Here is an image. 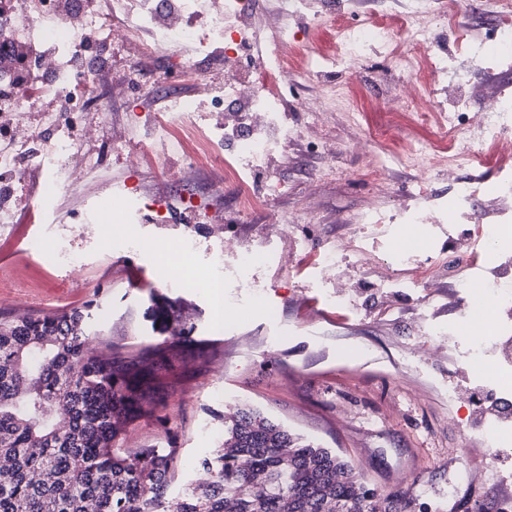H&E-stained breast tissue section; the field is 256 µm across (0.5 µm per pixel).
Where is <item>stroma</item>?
<instances>
[{
  "label": "stroma",
  "instance_id": "1",
  "mask_svg": "<svg viewBox=\"0 0 512 512\" xmlns=\"http://www.w3.org/2000/svg\"><path fill=\"white\" fill-rule=\"evenodd\" d=\"M337 10L343 21L355 16L354 6L336 0H307L303 8L323 21L309 44V57L320 69L301 76L299 93L322 98L328 107L316 126L307 125L301 113L288 115L300 137L287 159L274 162L290 186L274 206L295 217L294 235L280 243L281 258L257 269L253 287L227 286L234 332L217 328L208 293L171 287L155 255L192 239L191 267L201 276L215 265L234 267L237 252L256 246L267 229L257 218L249 224L225 222L235 189L221 184L223 165L198 169L187 182L161 176L162 166L178 168L181 157L170 143L152 138L148 120L166 110L170 95L191 91L189 84L167 78L162 62L147 65L145 95L112 99L99 114L97 131L83 138L82 149L98 155L100 166L77 187L52 197L51 223L31 222L29 215V197L44 173L30 171L26 182L0 192V205H8L15 218L0 225V314L50 313L93 302L96 333L88 337L89 347L127 356L160 341L154 313L168 308L191 339L206 341L205 352L186 357L172 378L159 419L136 421L123 442L127 448L179 449L169 495L202 478L198 460L223 441L225 416L246 403L349 458L357 478L379 493L407 492L421 512L493 507L500 495L512 494V456L483 446L470 424L476 406L467 367L455 359L447 337L424 324L428 318L452 321L457 336L466 338L457 321L455 283L462 273L441 281L426 309L417 293H383L380 267L364 273L341 267L344 306L336 304L333 288L308 285L309 265L353 233L361 211L409 200L418 174L398 166L404 148L448 153L465 143L461 134L441 136L433 119L390 108L406 76L381 50L367 51L354 70L328 69L336 48L331 16ZM116 126L126 130L117 146ZM356 135L369 144L370 154L352 147ZM326 152L335 156L327 168ZM376 162L385 165L388 186L373 181ZM318 168L324 177L313 195L308 176ZM127 184L164 197H200L213 221L197 223L190 208L183 209L180 224H156L141 212L136 230L143 247L127 252L122 225H112L105 236L81 217ZM61 248L78 255L80 265L59 264ZM224 391L230 399H221ZM470 463L480 467V482L455 491L458 472Z\"/></svg>",
  "mask_w": 512,
  "mask_h": 512
}]
</instances>
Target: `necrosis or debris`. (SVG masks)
Here are the masks:
<instances>
[{
    "label": "necrosis or debris",
    "instance_id": "1",
    "mask_svg": "<svg viewBox=\"0 0 512 512\" xmlns=\"http://www.w3.org/2000/svg\"><path fill=\"white\" fill-rule=\"evenodd\" d=\"M466 8L464 0H393L390 16L397 17L402 42H394L388 18L365 15L358 27H340L334 65L346 68L359 63L373 45L385 48L394 67L407 75L402 94L391 106L434 115L441 132L465 131L468 144L451 154H425L408 148L402 161L427 174L447 177V196H433L426 178L420 179L414 203L396 210L382 206L362 211L360 234L336 249L322 253L310 274L311 285L323 287L334 280L347 257H354L359 271L377 260L376 243L388 239L392 225L412 229L424 225L465 224L468 236L454 256L480 284L483 299L504 318L485 326L460 290V312L470 328L464 352L472 377L482 388L501 392L512 388V89L473 75L476 67L500 60L512 65V0H491L493 21L486 38L472 42L467 53L450 56L438 45L440 29L455 26ZM288 0H266L253 9L249 0H223L221 8L205 13L199 0H103L102 8L85 10L74 0H42L38 14L22 5L0 14V44L9 42V30L22 32L27 47L42 60L33 70L22 55L11 68L0 71V112L20 115L30 110L43 92L53 93L58 108L53 115L54 140L35 150L22 123H15L7 148L0 150V177L21 179L25 169L45 172L46 178L32 194V213L45 217L46 202L59 190L74 187L77 171L95 170V156L83 153L70 127L76 113L93 106L100 92L97 79L81 62L88 39L105 45L123 41L137 49L134 64L124 81L111 84L117 97L127 84L141 80L143 64L167 59L192 90L178 98L153 130L167 138L191 126L199 99L217 112L228 113L224 122V152L216 154L212 142L187 151L180 179L224 159V180L236 185L234 209L226 220L245 224L262 216L277 238L288 235L287 213L272 210V202L288 191V183L270 165L287 156L298 132L288 123V86L296 69L309 61L294 56L303 42L300 28L289 22ZM220 49L224 82L214 85L200 71L202 58ZM441 93L443 104H434L431 91ZM493 153L504 163L495 180L477 175L483 154ZM266 178L261 188L251 184L253 174ZM387 288L418 291L437 287L446 261L441 252L418 254L410 246L386 250Z\"/></svg>",
    "mask_w": 512,
    "mask_h": 512
}]
</instances>
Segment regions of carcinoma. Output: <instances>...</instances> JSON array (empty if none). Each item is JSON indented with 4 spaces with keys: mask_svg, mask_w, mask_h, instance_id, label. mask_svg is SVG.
<instances>
[{
    "mask_svg": "<svg viewBox=\"0 0 512 512\" xmlns=\"http://www.w3.org/2000/svg\"><path fill=\"white\" fill-rule=\"evenodd\" d=\"M92 316L89 303L0 318V512H411L413 499L379 495L343 456L250 407L201 462L207 479L167 496L179 449L120 440L187 348L93 351Z\"/></svg>",
    "mask_w": 512,
    "mask_h": 512,
    "instance_id": "carcinoma-1",
    "label": "carcinoma"
}]
</instances>
